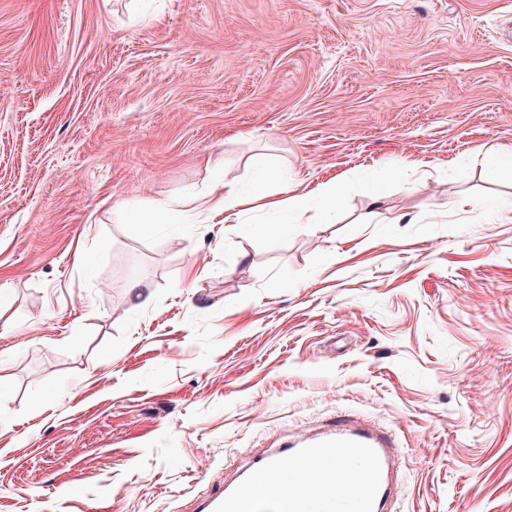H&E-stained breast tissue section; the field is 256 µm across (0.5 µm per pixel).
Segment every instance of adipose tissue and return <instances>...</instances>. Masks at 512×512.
Returning <instances> with one entry per match:
<instances>
[{
    "mask_svg": "<svg viewBox=\"0 0 512 512\" xmlns=\"http://www.w3.org/2000/svg\"><path fill=\"white\" fill-rule=\"evenodd\" d=\"M280 171V160L270 155L257 163L255 178L249 188L243 189L220 178H212L198 199L202 213L210 218L221 216L225 221H236L249 198L263 201L265 208L283 214L291 224L300 223L303 215L313 208L327 213L335 210L341 190L333 183L311 192H290L284 200L273 198L269 185L278 178ZM319 470L318 463L313 461L306 467L297 466L284 476L277 492L259 488L248 490L243 497L241 512H314L315 502L321 493L331 492L339 486L348 487L354 493L360 487L362 468L356 462H342L322 484L312 478L313 473Z\"/></svg>",
    "mask_w": 512,
    "mask_h": 512,
    "instance_id": "adipose-tissue-1",
    "label": "adipose tissue"
}]
</instances>
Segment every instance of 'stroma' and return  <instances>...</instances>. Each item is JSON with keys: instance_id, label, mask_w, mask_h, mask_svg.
I'll list each match as a JSON object with an SVG mask.
<instances>
[{"instance_id": "stroma-1", "label": "stroma", "mask_w": 512, "mask_h": 512, "mask_svg": "<svg viewBox=\"0 0 512 512\" xmlns=\"http://www.w3.org/2000/svg\"><path fill=\"white\" fill-rule=\"evenodd\" d=\"M509 151L512 0H0V512H188L340 414L397 512H512ZM268 152L335 211L112 209ZM185 202L182 198H175L165 202L158 210V212L151 215L142 214L136 219H131L128 216L125 218V224H164L168 223V219L175 214L181 213L185 207ZM158 216L165 217L166 219H158Z\"/></svg>"}]
</instances>
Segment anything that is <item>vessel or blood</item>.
<instances>
[{"mask_svg": "<svg viewBox=\"0 0 512 512\" xmlns=\"http://www.w3.org/2000/svg\"><path fill=\"white\" fill-rule=\"evenodd\" d=\"M398 448L391 434L343 416L330 423L321 437L272 448L249 458L238 469L234 481L205 499L202 512H239L246 490L276 491L285 473L315 458L322 461L327 471L335 469L343 460H356L363 468L364 482V491L356 505H349L344 497L337 496L321 500L317 512H390Z\"/></svg>", "mask_w": 512, "mask_h": 512, "instance_id": "b4317fda", "label": "vessel or blood"}]
</instances>
